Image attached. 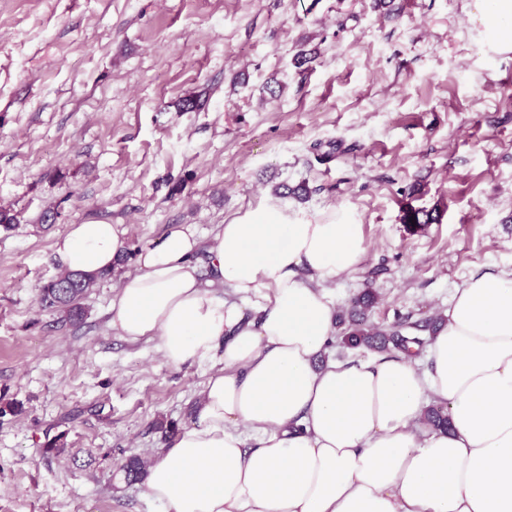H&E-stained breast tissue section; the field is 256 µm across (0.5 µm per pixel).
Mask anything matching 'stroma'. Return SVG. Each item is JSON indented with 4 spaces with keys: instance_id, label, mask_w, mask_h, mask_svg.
<instances>
[{
    "instance_id": "1",
    "label": "stroma",
    "mask_w": 512,
    "mask_h": 512,
    "mask_svg": "<svg viewBox=\"0 0 512 512\" xmlns=\"http://www.w3.org/2000/svg\"><path fill=\"white\" fill-rule=\"evenodd\" d=\"M475 0H0V512H161L116 470L168 447L220 359L178 367L108 325L127 259L73 323L42 308L69 225L130 250L287 186L289 211L361 224L337 311L442 318L512 270V43ZM198 97L193 112L182 99ZM431 223L414 224L413 213ZM63 437L65 453L48 450Z\"/></svg>"
}]
</instances>
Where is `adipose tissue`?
<instances>
[{
	"instance_id": "ef3b65f1",
	"label": "adipose tissue",
	"mask_w": 512,
	"mask_h": 512,
	"mask_svg": "<svg viewBox=\"0 0 512 512\" xmlns=\"http://www.w3.org/2000/svg\"><path fill=\"white\" fill-rule=\"evenodd\" d=\"M124 247L119 225L73 224L54 254L98 273ZM364 252L359 224L292 220L272 202L210 243L182 225L140 250L110 303L112 330L155 339L173 366L223 363L195 423L147 467L163 512H512V273L456 289L425 371L404 356L325 359L337 311L324 287ZM224 287L237 301L217 296ZM242 297L257 298L258 320ZM429 397L447 429L423 432Z\"/></svg>"
}]
</instances>
